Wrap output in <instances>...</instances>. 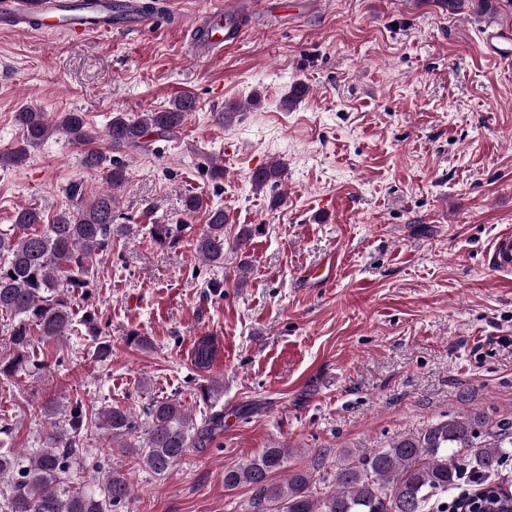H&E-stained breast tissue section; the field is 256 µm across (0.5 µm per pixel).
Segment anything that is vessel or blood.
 Here are the masks:
<instances>
[{"label":"vessel or blood","instance_id":"vessel-or-blood-1","mask_svg":"<svg viewBox=\"0 0 512 512\" xmlns=\"http://www.w3.org/2000/svg\"><path fill=\"white\" fill-rule=\"evenodd\" d=\"M252 0H216L212 10L190 26L192 57L211 59L235 45L253 19ZM34 20V33L82 39L93 33L146 32L157 23L139 0H0V27ZM489 264L500 276H512V231L498 232L489 248Z\"/></svg>","mask_w":512,"mask_h":512}]
</instances>
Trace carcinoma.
Returning <instances> with one entry per match:
<instances>
[{
    "instance_id": "1",
    "label": "carcinoma",
    "mask_w": 512,
    "mask_h": 512,
    "mask_svg": "<svg viewBox=\"0 0 512 512\" xmlns=\"http://www.w3.org/2000/svg\"><path fill=\"white\" fill-rule=\"evenodd\" d=\"M450 11L464 8L478 16H494L512 9V0H443ZM193 97L174 100L171 108L144 112L136 118L116 115L105 131L112 157L98 150L83 152L82 164L102 170L108 190L92 198L81 184L68 189L70 205L44 223L42 210L24 207L14 223L0 229V314L7 316L8 354L0 357V378L10 379L29 369H49L65 362L31 358L37 341L54 345L75 332L73 302L91 301L96 277L93 258L112 252L113 243L128 236L129 224H119L112 205L114 190L127 182L123 161L126 150H148L181 130L195 111ZM22 144L0 154V166L23 163L30 150L53 132L74 146L96 139L82 114L67 112L54 124L45 113L25 107L15 113ZM283 170L262 167L252 176L257 190L281 186ZM189 214L204 212L205 225L196 238V251L211 266L224 264V209L209 207L198 195L185 197ZM189 224H152L154 242L172 246ZM213 337L197 338L193 352L196 369L206 370L215 358ZM63 420L46 431L42 447L27 456L4 450L12 425L0 424V480L8 479L0 493L3 512H116L131 498L128 479L117 471L95 488L69 485L68 476L77 454L92 430L104 432L113 449L137 456L139 463L157 476H165L190 448H204L224 429V413L216 411L197 424L177 399L153 401L144 415L119 406L95 408L81 398L57 408ZM290 451L266 448L249 462L224 469V489L248 486L253 491L251 512H425L432 497L448 492L464 478L485 479L512 456V423L486 425L468 417L451 416L395 439L386 448L346 450L333 473H321V464L288 468Z\"/></svg>"
}]
</instances>
